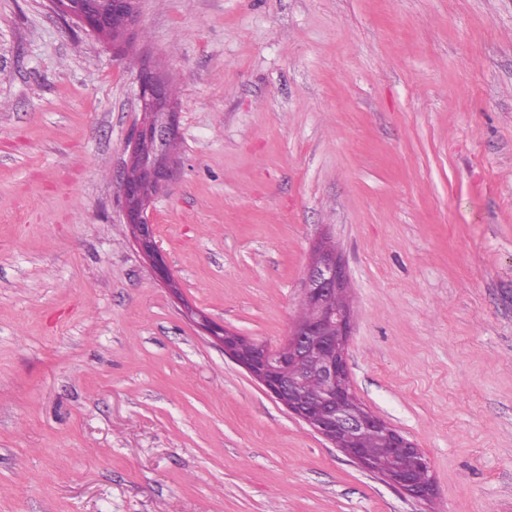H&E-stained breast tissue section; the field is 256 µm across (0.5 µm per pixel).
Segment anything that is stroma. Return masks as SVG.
I'll return each instance as SVG.
<instances>
[{"label":"stroma","instance_id":"1","mask_svg":"<svg viewBox=\"0 0 512 512\" xmlns=\"http://www.w3.org/2000/svg\"><path fill=\"white\" fill-rule=\"evenodd\" d=\"M145 63L179 88L175 291L119 201ZM322 241L429 500L198 322L280 347ZM0 512H512V0H139L120 55L0 0Z\"/></svg>","mask_w":512,"mask_h":512}]
</instances>
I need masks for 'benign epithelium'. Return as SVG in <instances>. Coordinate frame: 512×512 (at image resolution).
<instances>
[{"mask_svg": "<svg viewBox=\"0 0 512 512\" xmlns=\"http://www.w3.org/2000/svg\"><path fill=\"white\" fill-rule=\"evenodd\" d=\"M51 10L85 32L112 43L120 52L133 38L138 24V0H47ZM138 100L143 118L128 142L127 169L120 185L125 223L133 230L139 249L152 259L168 285L178 282L169 273L156 242L148 209L166 186L175 162L171 146L178 139L176 99L168 79L147 67L138 74ZM347 274L335 251L320 246L304 277L302 304L309 312L293 322L284 346L272 349L259 342L247 347L241 336L200 315L208 334L241 364L288 412L326 438L350 458L371 468L361 435L376 433L393 456L411 466L385 474L392 485L419 500L433 494L431 467L423 452L396 429L377 417L356 398L346 362L351 332V310L345 298ZM322 387L319 395L306 392L309 380ZM428 473L426 480L417 473Z\"/></svg>", "mask_w": 512, "mask_h": 512, "instance_id": "benign-epithelium-1", "label": "benign epithelium"}]
</instances>
